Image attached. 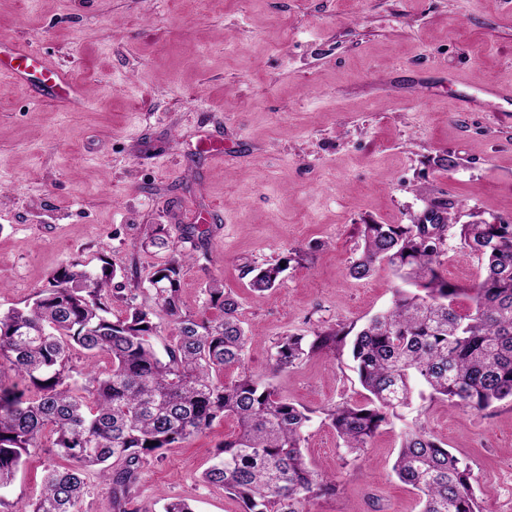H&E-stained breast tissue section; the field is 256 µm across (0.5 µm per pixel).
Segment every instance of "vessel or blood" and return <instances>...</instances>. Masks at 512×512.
<instances>
[{
    "mask_svg": "<svg viewBox=\"0 0 512 512\" xmlns=\"http://www.w3.org/2000/svg\"><path fill=\"white\" fill-rule=\"evenodd\" d=\"M0 75L29 83L67 104L85 101L70 68L51 62L23 44L0 40Z\"/></svg>",
    "mask_w": 512,
    "mask_h": 512,
    "instance_id": "obj_1",
    "label": "vessel or blood"
}]
</instances>
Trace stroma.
Returning <instances> with one entry per match:
<instances>
[{
  "mask_svg": "<svg viewBox=\"0 0 512 512\" xmlns=\"http://www.w3.org/2000/svg\"><path fill=\"white\" fill-rule=\"evenodd\" d=\"M0 38L71 68L89 107L36 99L0 76V311L20 307L73 261L111 264L151 304L169 257L144 246L164 227L187 254L184 312L205 313L217 279L241 303L245 366L312 410L305 455L335 476L310 512H419L392 470L399 426L364 452L342 448L324 411L364 401L349 356L270 369L274 343L388 308L387 266L347 269L367 222L408 224L437 201L448 221L512 222V97L471 112L462 98L512 87V0H0ZM448 156L449 167L438 159ZM451 282L482 273L448 237ZM283 265L259 293L250 268ZM415 414L468 462L482 512H512V400L484 411L415 400ZM232 419L149 462L127 512H242L200 480ZM54 435L29 449L6 501L40 493Z\"/></svg>",
  "mask_w": 512,
  "mask_h": 512,
  "instance_id": "1",
  "label": "stroma"
}]
</instances>
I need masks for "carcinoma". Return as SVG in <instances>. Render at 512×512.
Listing matches in <instances>:
<instances>
[{"label": "carcinoma", "instance_id": "cac0c4a2", "mask_svg": "<svg viewBox=\"0 0 512 512\" xmlns=\"http://www.w3.org/2000/svg\"><path fill=\"white\" fill-rule=\"evenodd\" d=\"M434 220L430 211L411 224L362 225V250L348 275L360 280L389 266L402 283L390 308L357 329L285 336L270 359L283 370L317 354L349 352L367 395L325 411L343 448L358 453L400 421L393 471L418 491L421 512H481L469 464L407 413L417 398L477 411L512 400V224L456 226L460 247L484 268L477 283L462 288L443 273L448 225ZM171 251L149 280L153 307L129 298L125 314L112 318L114 271L95 274L73 261L30 302L0 312V371L21 381L0 383V490L48 426L57 434L54 454L66 461L46 469L35 501L0 498L7 512H83L92 471L110 486L112 512H126L148 460L225 418L237 433L218 446L202 480L224 487L243 512H308L312 497L336 492L335 479L319 474L303 450L312 411L246 370L224 378L243 366L247 344L235 294L213 279L204 294L218 317L184 312L178 276L185 256L174 245ZM248 272L251 288L265 292L279 285L282 268ZM463 294L470 301L464 312ZM161 313L173 331L162 356L152 343ZM75 347L91 359L106 356L108 365H74Z\"/></svg>", "mask_w": 512, "mask_h": 512}]
</instances>
